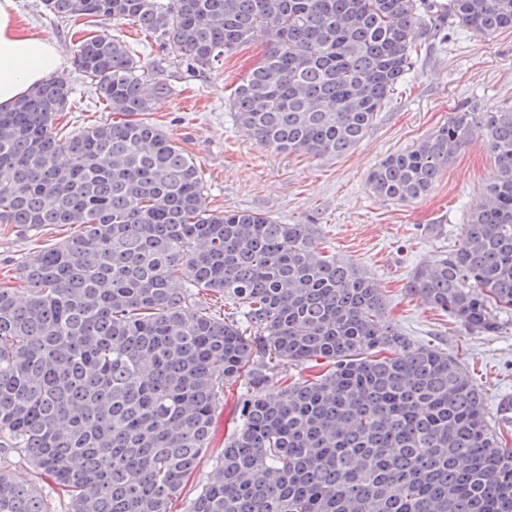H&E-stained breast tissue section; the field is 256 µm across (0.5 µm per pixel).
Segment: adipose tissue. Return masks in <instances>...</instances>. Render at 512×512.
<instances>
[{
  "label": "adipose tissue",
  "instance_id": "1",
  "mask_svg": "<svg viewBox=\"0 0 512 512\" xmlns=\"http://www.w3.org/2000/svg\"><path fill=\"white\" fill-rule=\"evenodd\" d=\"M14 0H0V109H8L55 72L61 63L48 39L22 30Z\"/></svg>",
  "mask_w": 512,
  "mask_h": 512
}]
</instances>
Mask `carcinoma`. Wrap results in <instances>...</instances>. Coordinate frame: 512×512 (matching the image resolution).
<instances>
[{"mask_svg": "<svg viewBox=\"0 0 512 512\" xmlns=\"http://www.w3.org/2000/svg\"><path fill=\"white\" fill-rule=\"evenodd\" d=\"M63 22L136 25L198 71L259 37L263 61L231 111L255 143L339 156L410 70L432 0H44ZM492 37L512 0H448ZM74 66L112 114L60 133L68 78L0 111V224L79 231L26 258L23 294L0 288V448L70 499L71 512H170L209 445L224 386L239 424L187 512H512V448L460 362L416 347L378 283L318 250L313 224L215 211L197 163L149 113L168 92L120 36L75 44ZM481 137L495 171L457 248L409 292L474 333L512 315V107L448 124L367 176L409 202ZM217 294L236 316L210 313ZM391 355L378 357L376 353ZM332 368L279 385L286 365ZM0 512H48L0 470Z\"/></svg>", "mask_w": 512, "mask_h": 512, "instance_id": "1", "label": "carcinoma"}]
</instances>
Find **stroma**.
<instances>
[{
    "instance_id": "stroma-1",
    "label": "stroma",
    "mask_w": 512,
    "mask_h": 512,
    "mask_svg": "<svg viewBox=\"0 0 512 512\" xmlns=\"http://www.w3.org/2000/svg\"><path fill=\"white\" fill-rule=\"evenodd\" d=\"M19 26L52 41L60 71L73 86L71 105L58 127L74 130L109 120L95 88L72 63L74 38L43 0H16ZM87 35L121 34L141 58L155 62L169 92L156 100L153 120L200 166L210 208L269 213L284 224H313L326 253L358 265L373 276L387 300V314L416 346L456 357L483 394L486 409L506 446H512V316L497 333L466 331L448 314L411 296L415 271L455 248L468 214L485 200L494 165L474 139L439 175L427 196L411 202L387 201L367 186L369 170L388 154L416 146L447 124L459 105L494 110L512 104V30L491 38L440 21L419 27L415 63L365 138L344 155L312 157L258 147L229 110L230 95L263 59L265 43L253 41L225 57L209 72L186 69L179 57L155 45L132 25L88 27ZM74 226L51 224L26 231L0 224V287L24 290L22 261L46 245L74 233ZM241 388L229 385L216 414L210 442L194 475L171 505L182 512L209 475L237 422ZM0 469L26 479L51 502L53 512H70L69 500L16 451L0 452Z\"/></svg>"
}]
</instances>
